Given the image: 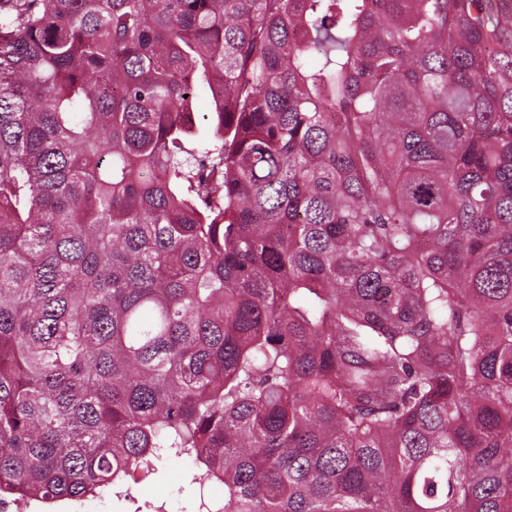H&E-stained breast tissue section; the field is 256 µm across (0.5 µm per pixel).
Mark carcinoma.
<instances>
[{
    "mask_svg": "<svg viewBox=\"0 0 512 512\" xmlns=\"http://www.w3.org/2000/svg\"><path fill=\"white\" fill-rule=\"evenodd\" d=\"M164 457L512 512V0H0V512Z\"/></svg>",
    "mask_w": 512,
    "mask_h": 512,
    "instance_id": "1",
    "label": "carcinoma"
}]
</instances>
